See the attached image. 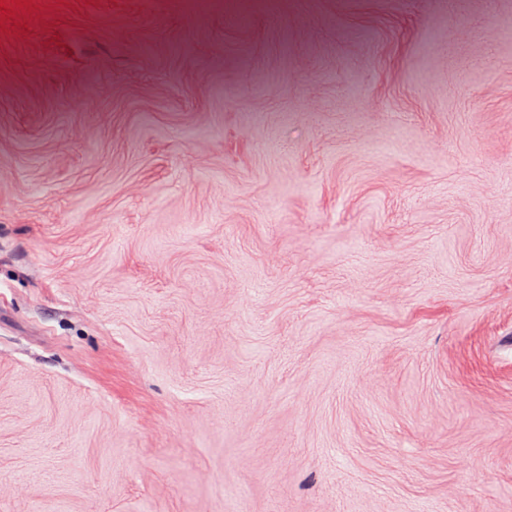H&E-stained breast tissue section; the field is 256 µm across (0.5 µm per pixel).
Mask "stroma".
<instances>
[{
    "label": "stroma",
    "mask_w": 512,
    "mask_h": 512,
    "mask_svg": "<svg viewBox=\"0 0 512 512\" xmlns=\"http://www.w3.org/2000/svg\"><path fill=\"white\" fill-rule=\"evenodd\" d=\"M510 28L0 7V512H512Z\"/></svg>",
    "instance_id": "stroma-1"
}]
</instances>
